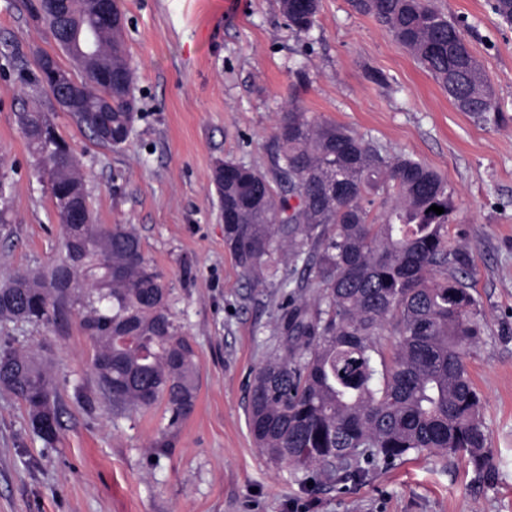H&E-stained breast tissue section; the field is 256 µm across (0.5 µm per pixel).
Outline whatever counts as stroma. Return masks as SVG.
I'll list each match as a JSON object with an SVG mask.
<instances>
[{
	"label": "stroma",
	"instance_id": "1",
	"mask_svg": "<svg viewBox=\"0 0 512 512\" xmlns=\"http://www.w3.org/2000/svg\"><path fill=\"white\" fill-rule=\"evenodd\" d=\"M435 2L464 20L499 124L460 111L350 0H319L301 36L279 0H118L140 112L128 142L109 149L50 94L17 81L40 52L80 68L33 24L24 0H0V156L15 180L0 284L63 256L47 178L15 117L33 100L80 160L95 223L140 236L199 379L193 413L168 435L165 403L116 414L101 399L80 312L61 328L0 318V344L40 350L48 362L60 413L56 435L44 439L24 405L0 391V512H512V25L488 0ZM292 99L309 119L347 125L427 163L453 188L448 238L472 250L470 283L486 324L467 362L485 401L493 486L477 483L467 458L425 452L357 484L313 487L257 448L247 401L276 342L278 293L251 287L236 267L212 176L224 160L268 170L269 140ZM162 437L168 447H156Z\"/></svg>",
	"mask_w": 512,
	"mask_h": 512
}]
</instances>
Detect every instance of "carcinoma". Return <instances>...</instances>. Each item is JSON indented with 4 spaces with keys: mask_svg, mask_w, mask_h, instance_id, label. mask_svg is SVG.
I'll use <instances>...</instances> for the list:
<instances>
[{
    "mask_svg": "<svg viewBox=\"0 0 512 512\" xmlns=\"http://www.w3.org/2000/svg\"><path fill=\"white\" fill-rule=\"evenodd\" d=\"M288 28L314 27L319 0H281ZM408 48L448 97L483 124L501 115L495 92L460 30L432 0H352ZM512 24V0H489ZM33 21L55 36L67 17L69 32L92 29L96 50L81 67L79 126L101 146L120 148L86 118L106 99L112 134L135 121L133 69L122 33L94 17L84 0L54 5L28 0ZM38 56L31 85L55 92L52 72ZM17 123L53 183L52 198L70 192L79 173L70 148L54 146L42 112L22 108ZM269 170L226 161L213 182L224 207V243L236 266L258 288L280 291L275 319L278 354L256 371L247 407L258 448L270 462L304 480L359 483L413 453L468 457L478 477L496 471L489 454L483 398L466 361L484 334L480 302L468 279L473 256L448 245L453 189L432 167L391 154L373 139L331 121H311L297 105L283 113L268 145ZM12 166L0 157V227ZM385 207L372 217L375 197ZM444 208L438 215L430 210ZM82 257L71 266L74 288H52L62 264L22 272L0 285L6 316L40 322L44 308L64 321L84 311L81 328L96 344L92 367L112 410L169 411L166 431L193 412L198 394L196 355L178 334L162 275L143 254L138 235L116 224L75 227ZM393 339L387 355L381 337ZM11 365L0 368V388L35 418L42 403L59 426L58 399L48 365L35 351L4 347Z\"/></svg>",
    "mask_w": 512,
    "mask_h": 512,
    "instance_id": "1",
    "label": "carcinoma"
}]
</instances>
